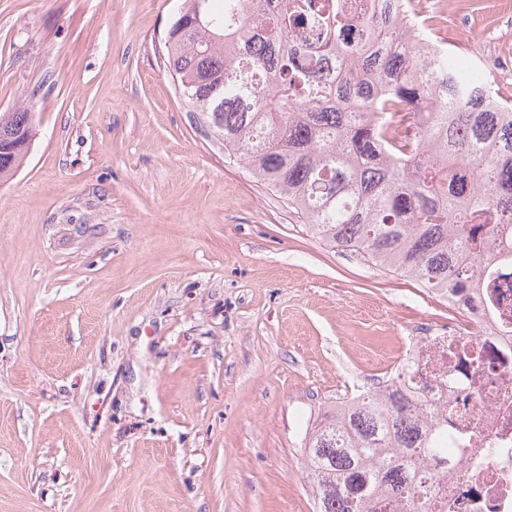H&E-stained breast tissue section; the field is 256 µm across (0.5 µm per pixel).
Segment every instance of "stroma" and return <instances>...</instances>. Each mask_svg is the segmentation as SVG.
Wrapping results in <instances>:
<instances>
[{"instance_id":"1","label":"stroma","mask_w":512,"mask_h":512,"mask_svg":"<svg viewBox=\"0 0 512 512\" xmlns=\"http://www.w3.org/2000/svg\"><path fill=\"white\" fill-rule=\"evenodd\" d=\"M182 0H0V512H314L303 450L456 311L314 235L206 140L164 64ZM449 48L512 6L454 0ZM34 123L31 107L15 112L0 113V177L9 176L23 159V150H13L16 143L27 136L30 140Z\"/></svg>"}]
</instances>
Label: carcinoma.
<instances>
[{
	"mask_svg": "<svg viewBox=\"0 0 512 512\" xmlns=\"http://www.w3.org/2000/svg\"><path fill=\"white\" fill-rule=\"evenodd\" d=\"M183 0L165 37L205 134L330 246L417 279L459 308L512 259V103L408 23L403 0ZM30 107L0 113V177ZM503 309L512 298L490 280ZM448 420L394 377L326 410L304 463L315 512H432Z\"/></svg>",
	"mask_w": 512,
	"mask_h": 512,
	"instance_id": "obj_1",
	"label": "carcinoma"
}]
</instances>
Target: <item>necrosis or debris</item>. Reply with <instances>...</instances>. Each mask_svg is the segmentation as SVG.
<instances>
[{"mask_svg": "<svg viewBox=\"0 0 512 512\" xmlns=\"http://www.w3.org/2000/svg\"><path fill=\"white\" fill-rule=\"evenodd\" d=\"M406 391L448 408V445L465 451L436 486L434 512H512V321L472 311L409 350Z\"/></svg>", "mask_w": 512, "mask_h": 512, "instance_id": "obj_1", "label": "necrosis or debris"}]
</instances>
